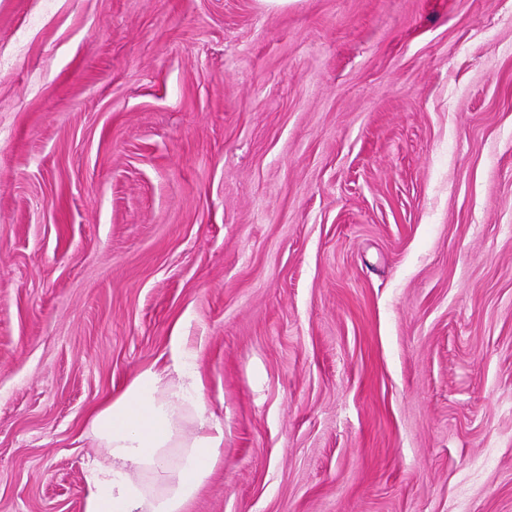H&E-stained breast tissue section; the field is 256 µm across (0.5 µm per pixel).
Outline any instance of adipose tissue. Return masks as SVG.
Wrapping results in <instances>:
<instances>
[{
	"label": "adipose tissue",
	"mask_w": 512,
	"mask_h": 512,
	"mask_svg": "<svg viewBox=\"0 0 512 512\" xmlns=\"http://www.w3.org/2000/svg\"><path fill=\"white\" fill-rule=\"evenodd\" d=\"M86 434L106 458L86 469L82 512H187L224 446L185 358L137 374L92 411Z\"/></svg>",
	"instance_id": "1"
}]
</instances>
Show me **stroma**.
I'll return each mask as SVG.
<instances>
[{
  "label": "stroma",
  "instance_id": "35a3bbf8",
  "mask_svg": "<svg viewBox=\"0 0 512 512\" xmlns=\"http://www.w3.org/2000/svg\"><path fill=\"white\" fill-rule=\"evenodd\" d=\"M186 349L189 512H512V0H0V512Z\"/></svg>",
  "mask_w": 512,
  "mask_h": 512
}]
</instances>
